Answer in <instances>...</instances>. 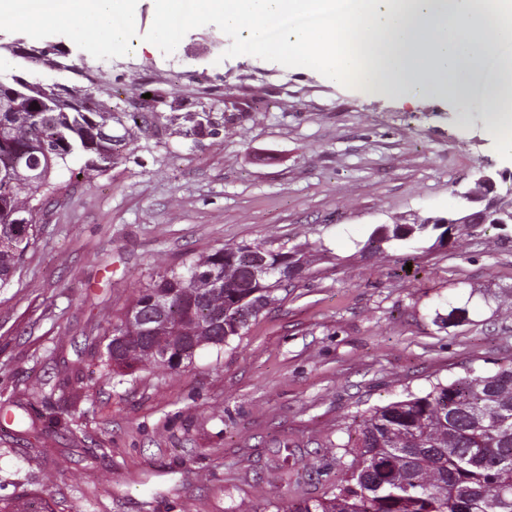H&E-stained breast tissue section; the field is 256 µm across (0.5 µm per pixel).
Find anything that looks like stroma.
Wrapping results in <instances>:
<instances>
[{"label": "stroma", "instance_id": "35a3bbf8", "mask_svg": "<svg viewBox=\"0 0 512 512\" xmlns=\"http://www.w3.org/2000/svg\"><path fill=\"white\" fill-rule=\"evenodd\" d=\"M141 0L123 55L93 28L40 34L0 17V73L50 83L7 43L97 64L92 91L137 113L150 94L211 113L216 135L131 141L93 181L61 172L37 240L0 290V498L52 512H262L323 496L371 407L512 362V224L458 225L447 247L363 252L379 224L458 215L478 167L512 165L481 90L405 100L313 67L243 54L212 21L160 42ZM227 240L295 248L287 289L223 349L176 370L109 377L100 312L120 316L165 265Z\"/></svg>", "mask_w": 512, "mask_h": 512}]
</instances>
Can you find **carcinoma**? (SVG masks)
Returning <instances> with one entry per match:
<instances>
[{"mask_svg":"<svg viewBox=\"0 0 512 512\" xmlns=\"http://www.w3.org/2000/svg\"><path fill=\"white\" fill-rule=\"evenodd\" d=\"M179 134H213L197 112L179 117ZM112 101L56 82L18 85L0 78V288H7L34 243L38 201L56 193L59 171L81 162L93 179L121 159V147L162 128L146 115L112 135ZM498 222L512 224V196H502ZM445 229L407 220L376 226L361 251L430 240ZM283 249L226 243L164 271L138 289L125 313L104 319L108 372L174 370L171 358L191 361L197 350L221 348L244 334L279 287ZM347 447L354 459L336 489L277 512H512V364L487 374L470 370L423 394L373 407L360 415ZM26 497L0 498V512H49Z\"/></svg>","mask_w":512,"mask_h":512,"instance_id":"1","label":"carcinoma"}]
</instances>
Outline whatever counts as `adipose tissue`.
<instances>
[{
  "instance_id": "1",
  "label": "adipose tissue",
  "mask_w": 512,
  "mask_h": 512,
  "mask_svg": "<svg viewBox=\"0 0 512 512\" xmlns=\"http://www.w3.org/2000/svg\"><path fill=\"white\" fill-rule=\"evenodd\" d=\"M158 40L220 19L255 55L313 66L330 79L407 99L467 97L481 85L488 130L512 153V113L498 83L512 85V0H153ZM139 0H0V15L36 29L93 26L97 48L123 49Z\"/></svg>"
}]
</instances>
